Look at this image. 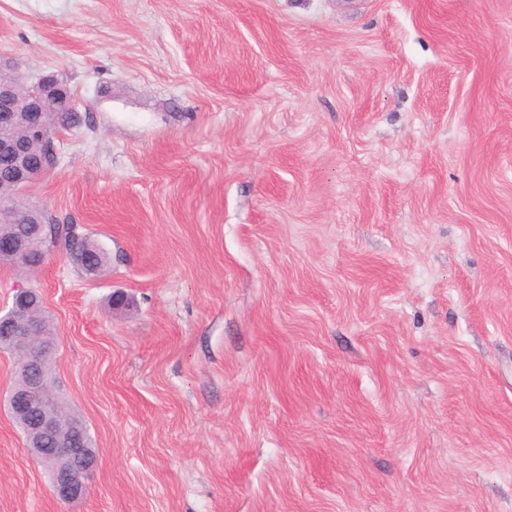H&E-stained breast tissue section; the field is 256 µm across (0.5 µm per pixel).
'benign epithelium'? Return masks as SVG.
Masks as SVG:
<instances>
[{
	"instance_id": "1",
	"label": "benign epithelium",
	"mask_w": 512,
	"mask_h": 512,
	"mask_svg": "<svg viewBox=\"0 0 512 512\" xmlns=\"http://www.w3.org/2000/svg\"><path fill=\"white\" fill-rule=\"evenodd\" d=\"M49 112L76 115L78 102L63 81L54 75H44L24 83L13 76H0V161L9 164L8 173L17 185L28 189L43 174L33 167L31 156L38 153L37 145L56 149L55 140L69 123L50 125L45 121ZM24 124L26 133L17 136L14 130ZM15 254L21 251L45 255L41 238L20 237L7 245ZM42 301L32 288H20L13 296L8 314L0 318L11 330L16 360L28 375L27 388L13 396V415L24 421L31 435L29 448L33 459L51 474L54 496L64 502L83 499L89 493L87 477L98 465L94 448H77L80 427L69 432H57V422L42 415L43 407L52 400L56 382L41 369L42 349L54 344L55 337L45 335L43 324L33 312L34 303ZM56 437L53 448L42 447L46 434Z\"/></svg>"
}]
</instances>
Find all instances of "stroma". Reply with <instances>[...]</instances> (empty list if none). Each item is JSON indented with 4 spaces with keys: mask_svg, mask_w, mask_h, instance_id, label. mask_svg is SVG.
<instances>
[{
    "mask_svg": "<svg viewBox=\"0 0 512 512\" xmlns=\"http://www.w3.org/2000/svg\"><path fill=\"white\" fill-rule=\"evenodd\" d=\"M0 58L111 254L0 264L98 449L57 500L0 351V512H512V0H0Z\"/></svg>",
    "mask_w": 512,
    "mask_h": 512,
    "instance_id": "obj_1",
    "label": "stroma"
}]
</instances>
